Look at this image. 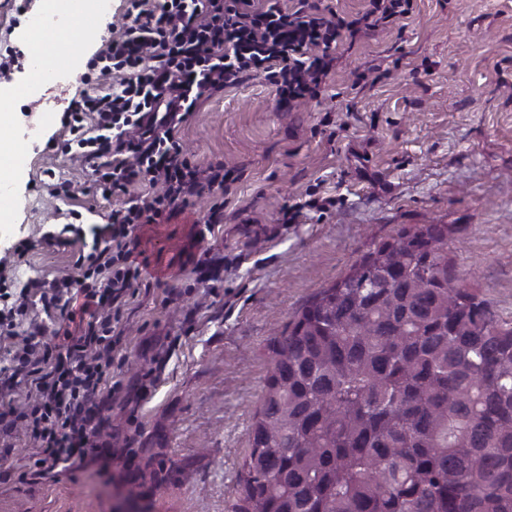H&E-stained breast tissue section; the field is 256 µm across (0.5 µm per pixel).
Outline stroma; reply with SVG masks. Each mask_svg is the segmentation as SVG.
Returning <instances> with one entry per match:
<instances>
[{"label":"stroma","instance_id":"1","mask_svg":"<svg viewBox=\"0 0 512 512\" xmlns=\"http://www.w3.org/2000/svg\"><path fill=\"white\" fill-rule=\"evenodd\" d=\"M45 0H0V138L36 126L0 158V277L30 312L0 337L57 328L35 280L76 277L78 245H50L79 206L83 230L106 224L121 198L95 195V176L57 150L80 75L124 22L126 0L43 38L73 60L60 101L29 90L28 37ZM251 77L211 94L180 137L199 169L224 167L223 190L143 225L133 282L116 330L115 386L103 412L102 457L40 473L22 433L0 438V512H235L240 465L269 364L268 345L321 288L402 228L450 224L458 263L512 320V0H413L398 24L342 43L318 98L284 112ZM72 181L75 199L49 194ZM223 221L204 233L213 208Z\"/></svg>","mask_w":512,"mask_h":512}]
</instances>
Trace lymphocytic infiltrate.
Returning <instances> with one entry per match:
<instances>
[{
  "label": "lymphocytic infiltrate",
  "mask_w": 512,
  "mask_h": 512,
  "mask_svg": "<svg viewBox=\"0 0 512 512\" xmlns=\"http://www.w3.org/2000/svg\"><path fill=\"white\" fill-rule=\"evenodd\" d=\"M411 6L369 0L350 20L322 0H128L123 34L107 39L96 63L100 76L118 85L72 102L62 148L95 172L102 198L125 195L129 202L110 213L107 245L78 255L81 279L62 283L90 313L86 328L59 324L52 343L33 331L14 350L0 387L22 383L29 396L0 410V435L25 429L41 463L53 466L70 468L98 451L113 331L142 274L131 247L135 233L224 186L223 167L197 169L179 137L203 97L260 74L280 105L302 104L317 96L344 33L406 17Z\"/></svg>",
  "instance_id": "lymphocytic-infiltrate-1"
}]
</instances>
